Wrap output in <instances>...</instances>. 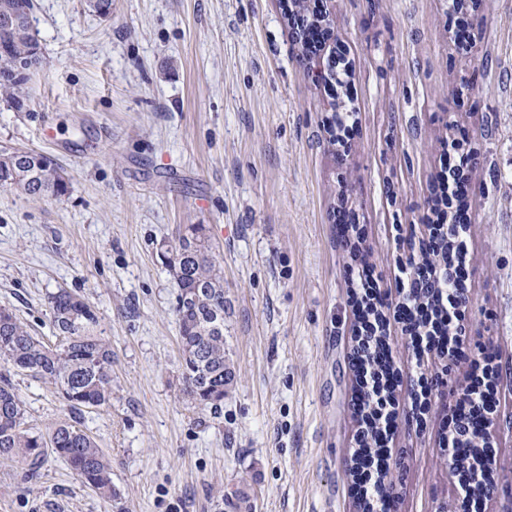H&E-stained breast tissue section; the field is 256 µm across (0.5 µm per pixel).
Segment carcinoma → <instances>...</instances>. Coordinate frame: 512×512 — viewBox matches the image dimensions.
<instances>
[{"label":"carcinoma","mask_w":512,"mask_h":512,"mask_svg":"<svg viewBox=\"0 0 512 512\" xmlns=\"http://www.w3.org/2000/svg\"><path fill=\"white\" fill-rule=\"evenodd\" d=\"M33 10V0H0V15L10 14L20 20L13 31H0V95L18 111L26 107L25 88L32 72H17V57H28L36 70L42 66L32 28ZM0 188L21 189L36 199L58 198L67 193L68 182L53 158L17 149L0 153ZM453 247L454 241L441 232L424 259L446 262ZM164 257L168 266L176 269L175 314L185 390L197 405L216 409L224 401V385L231 379V370L224 358V268L213 252L207 225H190ZM49 304L54 324L63 336L55 347L35 338L10 308L0 307V365L31 372L50 382L76 411L108 405L112 398V348L97 334L98 317L93 306L64 289L51 294ZM353 360L360 370L368 369L383 379L391 372L390 366L369 353L357 350ZM360 405V447L352 453L357 465L373 454L380 431L371 399H361ZM24 414L22 401L9 379H0L1 458L25 461L28 473L34 475L50 451L100 495L116 496L109 461L85 431L61 422L46 435L30 432L24 429ZM455 444L468 448V454L451 457L449 468L460 464L484 467L475 435L465 430L457 434ZM375 488V499L364 502L366 512H387L385 501L392 493L393 480L382 477Z\"/></svg>","instance_id":"1"}]
</instances>
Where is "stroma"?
Returning a JSON list of instances; mask_svg holds the SVG:
<instances>
[{"instance_id": "1", "label": "stroma", "mask_w": 512, "mask_h": 512, "mask_svg": "<svg viewBox=\"0 0 512 512\" xmlns=\"http://www.w3.org/2000/svg\"><path fill=\"white\" fill-rule=\"evenodd\" d=\"M34 3L44 64L25 111L0 100V150L49 155L70 185L58 199L0 191V306L54 345L49 294L88 299L112 347V399L77 412L46 381L0 374L26 427L91 436L118 496L52 455L28 480L0 459V512H235L243 493L249 512H358L363 272L387 298L400 512H499L512 499V0H483L466 53L448 0H336L353 71L335 148L278 0H112L106 19L87 0ZM467 80L475 90L460 91ZM454 141L481 163L465 169L469 300L445 370L400 306ZM190 224L209 225L224 268L233 375L215 411L183 391L177 286L158 256ZM481 353L497 374L490 501L450 475L452 414L435 404Z\"/></svg>"}]
</instances>
